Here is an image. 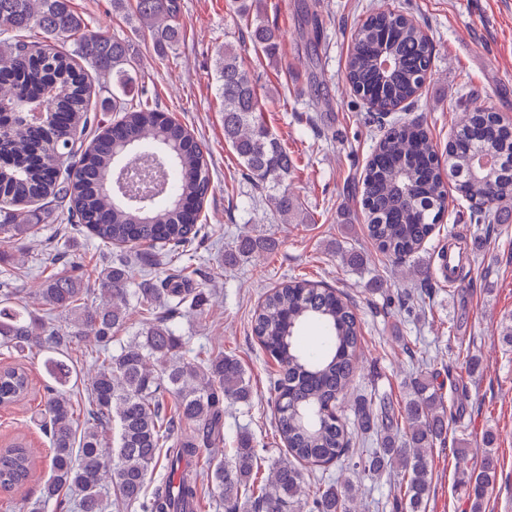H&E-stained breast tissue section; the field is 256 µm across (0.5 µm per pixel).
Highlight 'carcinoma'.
Returning <instances> with one entry per match:
<instances>
[{"instance_id": "carcinoma-1", "label": "carcinoma", "mask_w": 512, "mask_h": 512, "mask_svg": "<svg viewBox=\"0 0 512 512\" xmlns=\"http://www.w3.org/2000/svg\"><path fill=\"white\" fill-rule=\"evenodd\" d=\"M239 15H255L248 38L255 49L276 55L282 34L260 13V0H228ZM179 0H134L133 13L165 53L180 40L176 16ZM33 29L41 38L30 40ZM72 42L63 51L60 44ZM386 48L394 68L382 75L376 54ZM127 42L89 30L71 0H0V106L12 124L0 130V234L7 241L29 236L38 219L35 202H65L67 221L83 224L105 244L143 247L97 271V280L113 298L92 308L86 302L82 275L44 276L40 301L51 310L80 312L71 329L39 323L16 302L10 279L0 280V348L22 354L33 349L55 353L68 337L95 328L96 373L90 383L93 411L83 429L66 388L70 370L49 357L46 366L57 386L47 387L42 428L49 438V476L40 501L64 490L78 493L79 512H106V483L120 503L142 512H186L183 506L200 495L197 461L204 449L224 438V401L251 399L250 379L241 363L222 352L183 354L184 338L159 315L162 306L202 308L203 294L191 279L174 275L159 285L148 283L128 292L130 266L148 264L159 255L179 263L186 248H198L206 236L198 223L211 187L208 160L199 143L179 122L141 99L127 100L137 83L128 61ZM432 47L423 31L401 14H371L356 30L346 64V81L366 101L389 112L414 98L431 69ZM112 81L108 111L119 116L79 154L76 170L60 171L42 163L52 149L75 143L74 132L90 123L91 81ZM223 102L224 141L240 165L272 201L283 222L301 220L299 204L282 189L295 168L288 150L262 120L260 97L240 53L224 44L218 69ZM43 100L49 116L43 124L25 122L30 101ZM428 130L415 121L391 127L371 155L362 180L361 200L366 229L377 248L398 259L414 255L447 212L444 176L454 177L455 190L478 203L512 204V125L492 112L467 116L461 136L448 142V170L435 160ZM499 163L474 167L477 156ZM274 241L245 237L224 260L269 251ZM134 299L149 322L141 336L114 352L112 333L126 321L123 305ZM310 323L322 327L323 342L312 348L300 331ZM253 332L265 353L279 366L273 381L276 433L288 457L270 478L256 484L257 455L251 436L238 434L229 465L218 463L209 480L218 498L236 512L241 495L251 512H290L302 493L303 462L331 463L348 451V425L325 412L345 398L356 372L361 330L356 313L334 289L312 281L290 280L269 294L255 313ZM29 377L21 366L0 370V406L23 399ZM175 405L168 412V402ZM357 425L379 428V447L358 457L353 466L376 476L401 463L407 471L401 512H424L432 483L427 449L448 438V409L442 394L420 376L401 409L399 427L392 410L365 400L355 404ZM117 422L118 447L107 443L102 428ZM495 432L484 436L479 468L463 469L456 486L473 512H482L496 481ZM173 478L146 492L149 473L161 452ZM32 449L21 442L0 448V489L26 483L33 471ZM347 483L321 485L311 496L310 512H347Z\"/></svg>"}]
</instances>
